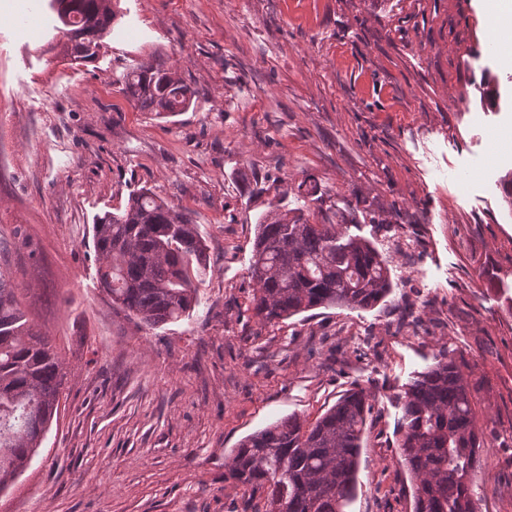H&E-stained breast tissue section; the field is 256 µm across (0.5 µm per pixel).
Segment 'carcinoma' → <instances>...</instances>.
Masks as SVG:
<instances>
[{"mask_svg":"<svg viewBox=\"0 0 512 512\" xmlns=\"http://www.w3.org/2000/svg\"><path fill=\"white\" fill-rule=\"evenodd\" d=\"M72 21L71 51L95 54L116 17L112 0H59ZM126 93L142 112L173 115L195 92L177 73L141 66L127 74ZM99 287L112 306L155 330L190 315L197 283L209 266L190 215L152 189L129 194L125 206L93 224ZM29 250L20 229L0 232V491L26 470L58 417L67 373L52 339L33 329L15 279ZM250 278L262 325L317 308L368 310L392 292L388 260L347 224H312L303 212H266L257 224ZM400 462L413 484L414 512H480L473 478L484 447L469 384L444 357L419 373L403 395ZM372 396L358 387L313 423L277 421L240 441L224 462V480L241 487L249 512H344L357 486L358 458Z\"/></svg>","mask_w":512,"mask_h":512,"instance_id":"1","label":"carcinoma"}]
</instances>
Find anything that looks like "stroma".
I'll return each instance as SVG.
<instances>
[{
  "instance_id": "35a3bbf8",
  "label": "stroma",
  "mask_w": 512,
  "mask_h": 512,
  "mask_svg": "<svg viewBox=\"0 0 512 512\" xmlns=\"http://www.w3.org/2000/svg\"><path fill=\"white\" fill-rule=\"evenodd\" d=\"M96 56L66 55L49 0H0V230L39 256L15 285L71 375L0 512H241L224 459L290 415L373 396L345 512H413L405 385L464 363L486 441L481 512H512V68L484 0H118ZM139 65L195 92L169 117ZM323 211L389 261L374 309L260 326L249 265L272 200ZM150 187L188 211L209 271L190 317L148 331L100 290L92 225ZM126 93L142 112L173 115L191 107L195 92L175 71L140 66L127 74Z\"/></svg>"
}]
</instances>
